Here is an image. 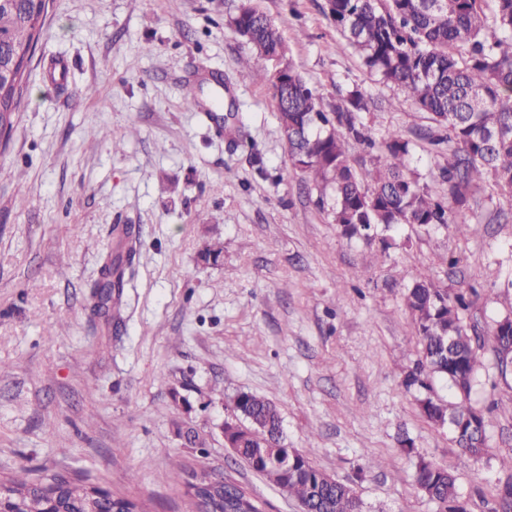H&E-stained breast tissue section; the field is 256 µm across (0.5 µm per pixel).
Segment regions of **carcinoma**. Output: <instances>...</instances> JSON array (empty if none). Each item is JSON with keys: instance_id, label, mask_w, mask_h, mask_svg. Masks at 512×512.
<instances>
[{"instance_id": "cac0c4a2", "label": "carcinoma", "mask_w": 512, "mask_h": 512, "mask_svg": "<svg viewBox=\"0 0 512 512\" xmlns=\"http://www.w3.org/2000/svg\"><path fill=\"white\" fill-rule=\"evenodd\" d=\"M46 7V0H0V129L8 133L21 108L30 50L44 33ZM327 10L369 71L447 130L444 137L431 129L420 137L438 149L447 145L441 178L455 207H468L469 189L483 183L512 196V0H327ZM229 25L250 49L240 60L239 77L268 75L290 160L316 186L332 189L330 213L343 236L373 239L403 225L450 223L448 203L405 170L410 142L394 137L379 144L363 121V113L377 111L373 98L354 90L327 110L288 60L273 19L244 4ZM378 144L380 153L370 167L357 171L349 148L372 150ZM124 277L125 271L110 262L100 267L91 284L97 311L110 315L112 289L123 288ZM405 305L416 321L421 357L405 374L404 385L424 391L425 418L437 427L451 424L461 450L477 458L485 451L487 422L469 396L484 337L464 324L468 302L425 278L406 288ZM491 344L505 377L512 373V318L494 324ZM435 379L451 383L461 398H440L432 386ZM233 412L241 427L224 428L225 445L269 483L288 489L302 512H364L351 485L317 468L309 453L286 446L276 405L241 392ZM415 482L437 512H466L457 499L456 478L446 467L421 460ZM6 484L7 508L14 512L127 507L111 492L62 474L34 482L12 477ZM220 512H264V503L226 490Z\"/></svg>"}]
</instances>
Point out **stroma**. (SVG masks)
<instances>
[{
    "instance_id": "obj_1",
    "label": "stroma",
    "mask_w": 512,
    "mask_h": 512,
    "mask_svg": "<svg viewBox=\"0 0 512 512\" xmlns=\"http://www.w3.org/2000/svg\"><path fill=\"white\" fill-rule=\"evenodd\" d=\"M238 3L50 0L0 150V477L79 475L148 512H196L173 479L185 466L236 480L266 512H300L224 445L248 392L278 406L288 446L353 486L365 512H436L413 479L422 458L456 475L466 512H504L512 375L484 346L470 403L488 442L473 460L402 385L421 349L403 292L430 277L463 293L484 336L512 316V197L473 190L453 224L404 226L385 253L344 238L291 163L267 76L238 79L248 46L226 24ZM252 3L325 103L355 89L385 100L367 117L378 139L411 140L408 171L447 196L448 155L419 137L430 119L365 67L326 0ZM207 71L224 77L223 111L183 98ZM118 226L138 243L136 274L108 324L89 285ZM215 243L218 263L201 262Z\"/></svg>"
}]
</instances>
